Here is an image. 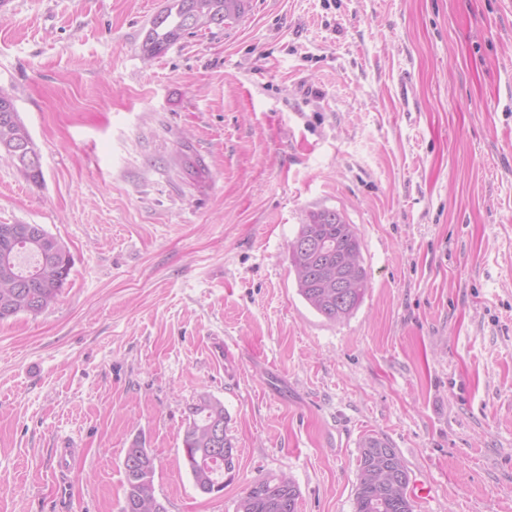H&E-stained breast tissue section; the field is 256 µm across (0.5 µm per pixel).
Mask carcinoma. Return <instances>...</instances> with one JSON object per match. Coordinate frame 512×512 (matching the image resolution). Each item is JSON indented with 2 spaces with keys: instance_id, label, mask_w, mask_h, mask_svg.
<instances>
[{
  "instance_id": "1",
  "label": "carcinoma",
  "mask_w": 512,
  "mask_h": 512,
  "mask_svg": "<svg viewBox=\"0 0 512 512\" xmlns=\"http://www.w3.org/2000/svg\"><path fill=\"white\" fill-rule=\"evenodd\" d=\"M245 12V0H168L152 20L141 50L153 58L187 35L210 31ZM33 142L21 120L14 96L0 89V158L17 163L16 151ZM178 162L190 176L207 172L204 160L183 144ZM295 240L304 250L288 248L299 295L329 322L350 317L362 304L368 273L361 258L355 227L340 213L321 209L305 215ZM72 261L63 242L40 224H0V321L19 313L37 315L54 304L67 282ZM224 403L202 394L189 406L182 445L186 467L198 491H224V474L235 468L236 454L229 435L219 439L216 429L228 430ZM224 448V464H210L214 448ZM124 500L131 512H159L154 486V460L146 448H129L124 462ZM407 465L385 439L368 436L360 446L354 512H413L403 479ZM299 491L288 475H269L250 485L236 504V512H297Z\"/></svg>"
}]
</instances>
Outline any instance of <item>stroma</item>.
Instances as JSON below:
<instances>
[{"mask_svg": "<svg viewBox=\"0 0 512 512\" xmlns=\"http://www.w3.org/2000/svg\"><path fill=\"white\" fill-rule=\"evenodd\" d=\"M166 3L0 6L42 172L0 159V224L72 257L53 306L0 323V512H120L137 441L167 512H235L282 472L298 512H353L369 435L414 512H512V0H248L144 59ZM324 208L369 276L337 323L288 261ZM204 393L237 455L217 495L183 462Z\"/></svg>", "mask_w": 512, "mask_h": 512, "instance_id": "35a3bbf8", "label": "stroma"}]
</instances>
